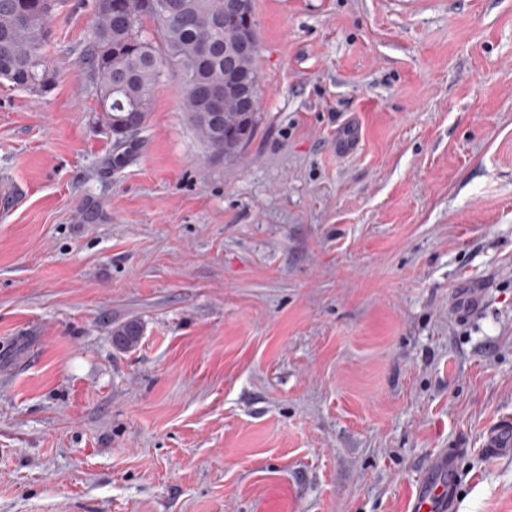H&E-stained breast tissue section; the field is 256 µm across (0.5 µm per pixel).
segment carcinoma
Instances as JSON below:
<instances>
[{"mask_svg": "<svg viewBox=\"0 0 512 512\" xmlns=\"http://www.w3.org/2000/svg\"><path fill=\"white\" fill-rule=\"evenodd\" d=\"M95 0L87 65L99 94L101 118L112 135V169L125 167L136 149L135 137L145 125L154 87L164 68L181 81L182 110L198 138L208 148V160L236 157L254 137L258 126V96L254 111H241L237 100H225L214 111L210 92L244 79L259 81V39L245 55L230 54L234 30L226 16L234 0ZM60 0H0V78L33 93L53 81L48 68V22ZM154 22L131 27L129 6ZM142 325L136 319L112 328V342L122 350L137 346Z\"/></svg>", "mask_w": 512, "mask_h": 512, "instance_id": "carcinoma-1", "label": "carcinoma"}]
</instances>
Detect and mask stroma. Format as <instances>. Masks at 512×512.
Listing matches in <instances>:
<instances>
[{
	"mask_svg": "<svg viewBox=\"0 0 512 512\" xmlns=\"http://www.w3.org/2000/svg\"><path fill=\"white\" fill-rule=\"evenodd\" d=\"M94 3L0 79V512H512V0H255L252 141L167 75L117 172ZM142 331L138 320H128L112 328V342L119 349H132L139 343ZM484 452L491 458H507L512 456V421L510 418L501 420L486 436ZM462 454V449L448 448L430 462L417 482L412 512H456L457 461Z\"/></svg>",
	"mask_w": 512,
	"mask_h": 512,
	"instance_id": "obj_1",
	"label": "stroma"
}]
</instances>
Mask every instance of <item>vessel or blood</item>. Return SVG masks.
Segmentation results:
<instances>
[{"label": "vessel or blood", "mask_w": 512, "mask_h": 512, "mask_svg": "<svg viewBox=\"0 0 512 512\" xmlns=\"http://www.w3.org/2000/svg\"><path fill=\"white\" fill-rule=\"evenodd\" d=\"M484 452L491 458L512 456V420L503 419L488 432ZM461 454V449L451 448L430 462L417 482L412 512H455Z\"/></svg>", "instance_id": "b4317fda"}]
</instances>
